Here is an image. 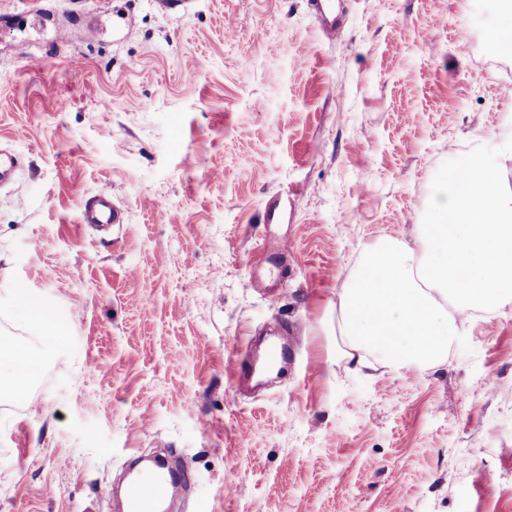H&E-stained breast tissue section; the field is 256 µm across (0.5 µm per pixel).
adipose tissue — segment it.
Returning a JSON list of instances; mask_svg holds the SVG:
<instances>
[{
    "label": "adipose tissue",
    "mask_w": 512,
    "mask_h": 512,
    "mask_svg": "<svg viewBox=\"0 0 512 512\" xmlns=\"http://www.w3.org/2000/svg\"><path fill=\"white\" fill-rule=\"evenodd\" d=\"M512 302V193L475 154L444 172L415 242L369 248L336 300L342 360L374 369L439 365L472 311Z\"/></svg>",
    "instance_id": "obj_1"
}]
</instances>
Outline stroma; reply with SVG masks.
<instances>
[{
    "label": "stroma",
    "mask_w": 512,
    "mask_h": 512,
    "mask_svg": "<svg viewBox=\"0 0 512 512\" xmlns=\"http://www.w3.org/2000/svg\"><path fill=\"white\" fill-rule=\"evenodd\" d=\"M339 2L331 43L308 0H0V341L43 348L19 287L65 331L26 396L0 379V512H114L156 451L183 512H512V303L430 369L354 371L326 327L442 171L512 133L496 2ZM103 188L108 233L79 209ZM278 327L288 366L253 382Z\"/></svg>",
    "instance_id": "stroma-1"
}]
</instances>
